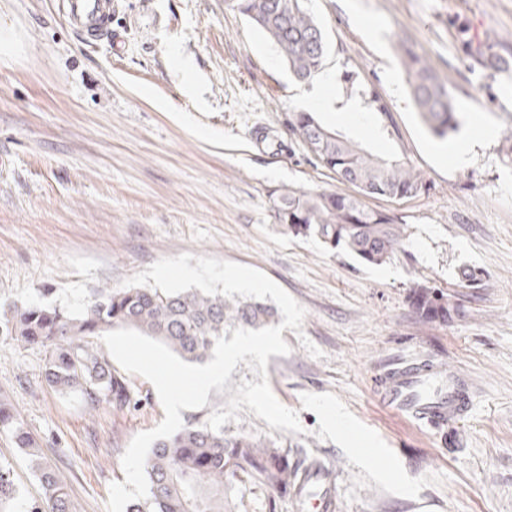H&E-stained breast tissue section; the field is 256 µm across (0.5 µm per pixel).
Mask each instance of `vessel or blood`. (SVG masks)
<instances>
[{"label": "vessel or blood", "mask_w": 512, "mask_h": 512, "mask_svg": "<svg viewBox=\"0 0 512 512\" xmlns=\"http://www.w3.org/2000/svg\"><path fill=\"white\" fill-rule=\"evenodd\" d=\"M74 29L91 40L108 37L113 0H62ZM375 388L383 405L439 429H456L468 419L474 400L471 383L460 373L444 374L434 363H411L380 375Z\"/></svg>", "instance_id": "vessel-or-blood-1"}]
</instances>
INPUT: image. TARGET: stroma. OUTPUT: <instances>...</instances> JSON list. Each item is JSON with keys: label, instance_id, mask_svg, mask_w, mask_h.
I'll return each instance as SVG.
<instances>
[{"label": "stroma", "instance_id": "1", "mask_svg": "<svg viewBox=\"0 0 512 512\" xmlns=\"http://www.w3.org/2000/svg\"><path fill=\"white\" fill-rule=\"evenodd\" d=\"M322 27L324 68L342 103L307 97L275 45L228 0H121L112 34L79 37L61 0H0V320L20 305L77 311L183 253L258 269L306 311L268 359L270 387L297 411L294 433L249 408L227 422L316 458L339 512H512V0H304ZM411 48L451 90L462 126L493 127L466 167L416 112L400 64ZM311 112L362 148L421 175L413 197L368 199L395 215L403 246L380 265L285 234L272 190L343 191L288 132ZM442 290L448 323L423 321L411 288ZM309 339L323 356L301 345ZM43 347L0 337V401L17 414L68 492L73 512H107L135 435L165 417L154 386L127 380L135 407L88 410L45 378ZM411 360L453 367L476 385L454 443L379 405L374 375ZM238 364L184 423L224 411ZM0 462L23 500L40 486L8 428Z\"/></svg>", "mask_w": 512, "mask_h": 512}]
</instances>
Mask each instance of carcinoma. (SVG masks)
<instances>
[{"label": "carcinoma", "mask_w": 512, "mask_h": 512, "mask_svg": "<svg viewBox=\"0 0 512 512\" xmlns=\"http://www.w3.org/2000/svg\"><path fill=\"white\" fill-rule=\"evenodd\" d=\"M232 8L261 30L280 50L288 70L309 80L322 66L326 43L319 24L303 0H231ZM414 108L429 129L444 138L461 123L448 86L431 66L410 50L401 58ZM288 130L352 193L288 189L273 199L278 224L295 237H315L326 247H342L362 262L379 265L402 248L403 229L395 217L368 208L364 199H404L423 188L410 166L364 153L353 142L323 126L311 112H292ZM411 305L425 321L448 323V298L420 284ZM275 317L273 308L253 299L227 298L188 290L167 295L156 288H99L93 301L72 312L60 307L28 305L0 322V335L46 348L47 382L82 396L95 409L107 404L123 412L134 404L127 378L112 368L98 337L108 328H128L166 344L181 357L205 361L218 336L228 328L258 330ZM0 427L10 428L41 486L40 498L24 512H73L54 470L41 462L36 442L10 407L0 404ZM145 470L148 499L128 512H228L225 490L247 481L268 492V512L277 499L299 484L302 473L323 475L316 459L291 460L288 445L239 432L213 431L190 423L173 436L157 440ZM19 497L10 466L0 464V512H14Z\"/></svg>", "instance_id": "obj_1"}]
</instances>
